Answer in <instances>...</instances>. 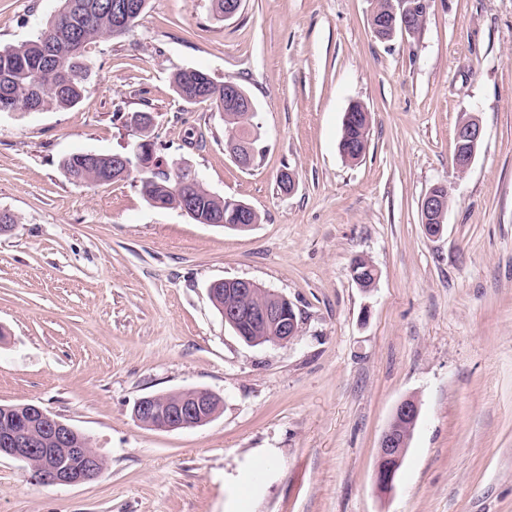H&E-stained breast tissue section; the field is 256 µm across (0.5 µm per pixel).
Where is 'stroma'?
<instances>
[{
  "instance_id": "stroma-1",
  "label": "stroma",
  "mask_w": 512,
  "mask_h": 512,
  "mask_svg": "<svg viewBox=\"0 0 512 512\" xmlns=\"http://www.w3.org/2000/svg\"><path fill=\"white\" fill-rule=\"evenodd\" d=\"M61 0H0V47L44 29ZM372 0H148L124 35L92 45L86 97L0 112V404L40 405L92 442L102 473L61 486L0 458V512H512V0H431L422 31L375 38ZM201 69L255 103L250 169L224 122L175 93ZM371 114L359 163L338 143ZM148 112L157 152L249 203L238 231L151 207L136 178L76 185L61 162L113 153ZM479 119L470 169L455 127ZM295 187H279L282 170ZM445 184L443 232L421 201ZM379 275L363 290L355 257ZM246 278L286 296L301 334L251 346L211 303ZM204 389L215 418L163 431L146 395ZM420 402L391 492L377 449L397 404ZM363 112L368 113L370 117L368 127L366 128L363 125ZM356 116H360V119H356ZM370 122V112L361 104L356 105L355 112L346 113L339 140V151L345 159L357 162L366 155L369 143ZM347 147H350L351 151H348Z\"/></svg>"
}]
</instances>
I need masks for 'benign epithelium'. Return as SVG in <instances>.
I'll list each match as a JSON object with an SVG mask.
<instances>
[{
    "instance_id": "1",
    "label": "benign epithelium",
    "mask_w": 512,
    "mask_h": 512,
    "mask_svg": "<svg viewBox=\"0 0 512 512\" xmlns=\"http://www.w3.org/2000/svg\"><path fill=\"white\" fill-rule=\"evenodd\" d=\"M112 19L114 34L121 35L126 31V20L134 8L132 0H112ZM372 14L376 16L377 31H386L390 40L396 35L406 36L413 33L421 16L414 6L406 0H395L390 8L381 11L373 6ZM226 99L241 106L249 112L254 111V103L249 95L238 85L227 83ZM483 131L475 118L466 122H458L455 129L457 150L454 153V166L463 174L471 167L477 148L482 140ZM114 171L124 177L132 168L142 172L158 171L155 155L143 142L128 144L125 151L112 156ZM421 210L434 223L425 225V232L434 237L441 233L444 221V210L439 207V198L426 194L421 202ZM226 283V304L221 307L224 321L228 323L246 342L256 343L252 332L259 328L271 326L278 335L271 337L272 344L284 345L296 340L301 332L300 321L291 304L283 296H278V304L274 307L243 308L239 303L242 295L248 294L259 285L252 280L235 278ZM214 394L207 390L190 389L183 391V396L175 402L165 400V395H149L138 399L134 405V416L137 421L147 420L151 427L173 431L194 428L209 423L216 415L210 411L214 403ZM420 406L413 397L403 399L395 408L394 416L407 424L404 431L386 429L381 437L377 452V464L397 458L403 462L408 451L413 428L419 418ZM10 457L28 461L35 457L38 464L31 467L33 477L43 481L46 475H52V483L58 485H75L87 482L98 476L97 458L84 447V439L77 430L57 419L38 405H31L28 417L16 416L13 409L3 408L0 415V457Z\"/></svg>"
}]
</instances>
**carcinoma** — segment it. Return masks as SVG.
<instances>
[{
	"label": "carcinoma",
	"mask_w": 512,
	"mask_h": 512,
	"mask_svg": "<svg viewBox=\"0 0 512 512\" xmlns=\"http://www.w3.org/2000/svg\"><path fill=\"white\" fill-rule=\"evenodd\" d=\"M110 0H63L60 15L32 39L17 46L0 49V93L9 94L14 111L25 112L37 106L43 111L64 109L83 101L89 79L87 53L100 39L112 36V11L101 9ZM175 92L189 103L208 102L224 119L227 130L225 148L229 151L247 147L251 156L258 153V136L250 130L252 112H242L224 105V83L199 69H184L172 77ZM363 105L345 115L339 151L351 162L367 152L369 128L363 125ZM169 171L146 173L140 177V192L149 203L164 209H183L185 193L180 187L175 164ZM65 176L74 184L113 183L112 155L72 154L62 161ZM196 208L192 219L199 224L221 221L236 224L234 211L224 207L225 198L210 192L202 181L193 184ZM353 272L362 287L374 282L373 264L358 257Z\"/></svg>",
	"instance_id": "cac0c4a2"
}]
</instances>
